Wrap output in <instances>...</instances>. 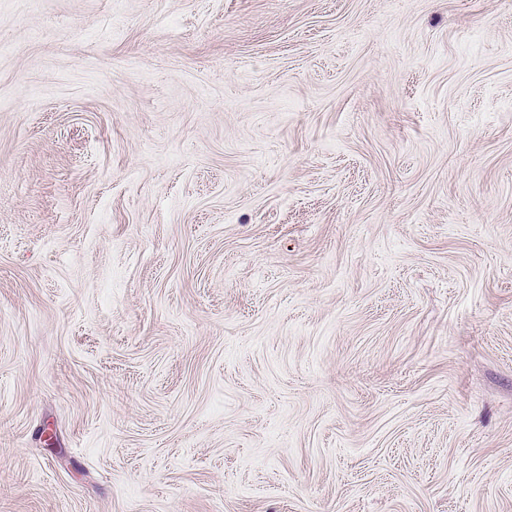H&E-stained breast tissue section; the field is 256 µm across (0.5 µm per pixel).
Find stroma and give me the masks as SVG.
<instances>
[{
    "instance_id": "obj_1",
    "label": "stroma",
    "mask_w": 512,
    "mask_h": 512,
    "mask_svg": "<svg viewBox=\"0 0 512 512\" xmlns=\"http://www.w3.org/2000/svg\"><path fill=\"white\" fill-rule=\"evenodd\" d=\"M0 512H512V0H0Z\"/></svg>"
}]
</instances>
